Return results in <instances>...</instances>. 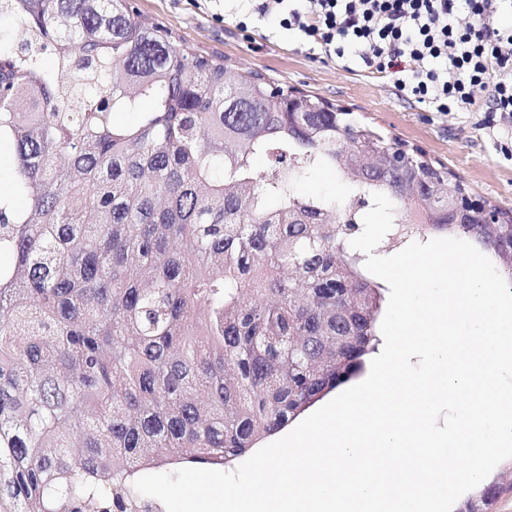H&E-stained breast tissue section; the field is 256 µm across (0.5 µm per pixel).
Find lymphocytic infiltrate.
<instances>
[{
    "mask_svg": "<svg viewBox=\"0 0 512 512\" xmlns=\"http://www.w3.org/2000/svg\"><path fill=\"white\" fill-rule=\"evenodd\" d=\"M512 0H261L242 31L271 20L330 58L360 60L434 112L512 117ZM487 93L480 103L479 93Z\"/></svg>",
    "mask_w": 512,
    "mask_h": 512,
    "instance_id": "lymphocytic-infiltrate-1",
    "label": "lymphocytic infiltrate"
}]
</instances>
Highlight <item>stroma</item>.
Masks as SVG:
<instances>
[{
    "label": "stroma",
    "mask_w": 512,
    "mask_h": 512,
    "mask_svg": "<svg viewBox=\"0 0 512 512\" xmlns=\"http://www.w3.org/2000/svg\"><path fill=\"white\" fill-rule=\"evenodd\" d=\"M140 18L170 29L201 54L351 110L388 137L445 164L472 194L512 211V119L485 112H432L361 63L317 58L309 45L266 23L242 32L230 0H130Z\"/></svg>",
    "instance_id": "obj_1"
}]
</instances>
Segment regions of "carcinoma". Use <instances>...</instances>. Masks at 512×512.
I'll list each match as a JSON object with an SVG mask.
<instances>
[{"mask_svg": "<svg viewBox=\"0 0 512 512\" xmlns=\"http://www.w3.org/2000/svg\"><path fill=\"white\" fill-rule=\"evenodd\" d=\"M0 16V512H152L137 478L229 463L348 382L383 302L350 247L375 192L385 241L464 235L512 281V215L453 223L466 186L349 110L128 0ZM322 171L345 202L298 191Z\"/></svg>", "mask_w": 512, "mask_h": 512, "instance_id": "obj_1", "label": "carcinoma"}]
</instances>
